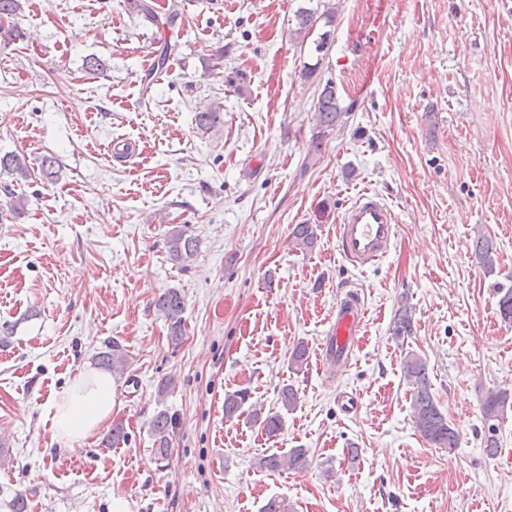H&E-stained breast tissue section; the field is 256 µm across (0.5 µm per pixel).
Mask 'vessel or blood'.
Here are the masks:
<instances>
[{"instance_id": "obj_1", "label": "vessel or blood", "mask_w": 512, "mask_h": 512, "mask_svg": "<svg viewBox=\"0 0 512 512\" xmlns=\"http://www.w3.org/2000/svg\"><path fill=\"white\" fill-rule=\"evenodd\" d=\"M397 229L392 208L376 193L364 191L341 213L336 238L342 256L362 268L379 261L389 252ZM364 304L360 295L347 291L336 302L333 323L324 345L328 367L346 364L358 341L364 323Z\"/></svg>"}]
</instances>
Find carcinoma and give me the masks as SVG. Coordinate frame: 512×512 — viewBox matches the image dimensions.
<instances>
[{
	"instance_id": "carcinoma-1",
	"label": "carcinoma",
	"mask_w": 512,
	"mask_h": 512,
	"mask_svg": "<svg viewBox=\"0 0 512 512\" xmlns=\"http://www.w3.org/2000/svg\"><path fill=\"white\" fill-rule=\"evenodd\" d=\"M25 0H0V36L10 41L21 37V32L15 25V19L22 14ZM129 10L136 12L158 28H171L175 25L179 12L176 9L170 10L164 15H159L153 5L146 3V0H127ZM335 11L329 8L322 13L312 8L300 7L294 14L295 28L292 34L299 42H304L314 26L318 22H324L328 27L335 22ZM175 45L165 40L156 50L155 59L148 70L146 81L152 82L156 72L167 67ZM347 109L340 105L336 93V86L332 80H326L316 102L315 119L317 128L323 132H329L336 128L342 121ZM5 171L12 177L15 183L27 182L32 178L33 167L25 154L9 153L0 156V171ZM41 178L54 183L59 180L60 167L53 156H44L39 165ZM5 201L0 202V220L4 214L11 216L21 214L27 205V198L15 192L10 185L0 187ZM317 242L316 226L313 224H297L292 230V243L303 251L312 249ZM167 247L170 259L184 263L189 261L197 251V240L182 229L173 230L167 240ZM474 257L476 261L488 272L496 269L498 260L497 246L489 235L477 237L474 246ZM498 296V309L500 316L505 322H512V285L496 284ZM156 305L166 320L171 343L178 345L184 335L183 313L185 301L177 288H168L159 295ZM412 330V315L410 307L402 305L394 322V334L397 337L407 336ZM98 365L112 371L115 375H123L127 365V358L122 345L117 341L106 345V350L99 353ZM402 371L404 378L412 388V409L413 418L418 430L424 438L437 448L452 449L458 445V435L448 424V418L440 410L432 391L429 380V371L426 361L419 355L409 352L403 359ZM249 399L248 392L239 390L224 397V418L227 421L248 415V419L260 424L262 430L275 437L283 429V417L281 413H262L261 406H246ZM512 404V394L500 389L488 390L482 399V414L488 422V436L484 439V448L491 454L499 447L496 437L495 421L504 415L507 406ZM176 426V417L163 410L156 414L150 425V433L153 437V445L156 454L164 459L170 450L171 433ZM308 463L307 450L304 448H291L286 452H273L260 457L256 466L261 471L276 472L286 469L303 468Z\"/></svg>"
}]
</instances>
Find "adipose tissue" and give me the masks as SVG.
Here are the masks:
<instances>
[{"label":"adipose tissue","instance_id":"1","mask_svg":"<svg viewBox=\"0 0 512 512\" xmlns=\"http://www.w3.org/2000/svg\"><path fill=\"white\" fill-rule=\"evenodd\" d=\"M112 378L91 370L78 375L61 400L49 410L60 434L74 443L92 436L112 416Z\"/></svg>","mask_w":512,"mask_h":512}]
</instances>
